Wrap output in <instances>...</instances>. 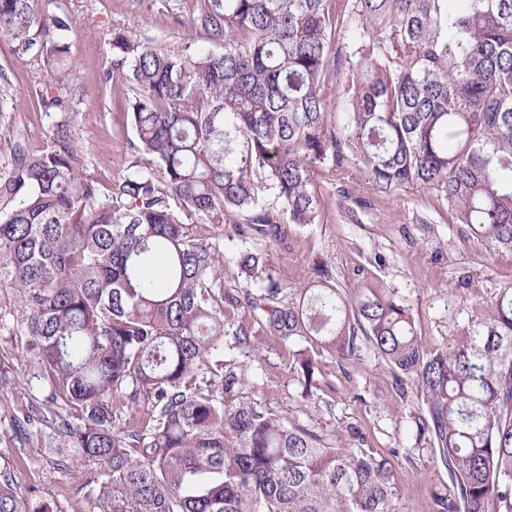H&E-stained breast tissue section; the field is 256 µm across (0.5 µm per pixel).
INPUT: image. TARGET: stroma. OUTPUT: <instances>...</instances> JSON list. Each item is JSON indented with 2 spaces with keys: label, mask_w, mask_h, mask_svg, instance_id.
<instances>
[{
  "label": "stroma",
  "mask_w": 512,
  "mask_h": 512,
  "mask_svg": "<svg viewBox=\"0 0 512 512\" xmlns=\"http://www.w3.org/2000/svg\"><path fill=\"white\" fill-rule=\"evenodd\" d=\"M49 10L73 19L72 61L84 87L74 137L89 173L110 186L130 162L131 129L124 101L127 70L112 67V34L124 30L144 40L180 45L188 27L174 22L169 0H41ZM13 73L15 132L29 148L46 142L48 119L35 91L51 88L39 60L19 58L12 41L0 36V67ZM109 85H102L104 71ZM316 223L291 224L284 241L234 232L231 224H194L192 235L216 244L223 259L225 335L208 352L200 372L216 364L241 377L225 393V404L256 402L310 428L335 448L391 454L399 490L396 512H435L433 493L448 472L418 435L425 413L421 389L397 375L370 348L339 360L313 343L269 334L245 299L238 255L261 248L270 254L275 275L290 300L328 269L350 305L368 299L396 300L408 306L428 346L445 344L466 313L478 310L503 285L512 283V250L489 249L468 227L454 223L438 191L417 184L393 194L376 193L364 173L351 164L336 171L318 166ZM247 337H239L238 328ZM312 356L318 387L302 396L292 370L298 354ZM77 409L53 397L27 329L17 292L0 287V471H7L31 512H72L74 490L87 478L111 483L112 473L85 460L57 433L54 420L75 421Z\"/></svg>",
  "instance_id": "stroma-1"
}]
</instances>
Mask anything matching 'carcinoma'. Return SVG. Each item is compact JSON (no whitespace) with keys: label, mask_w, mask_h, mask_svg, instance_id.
<instances>
[{"label":"carcinoma","mask_w":512,"mask_h":512,"mask_svg":"<svg viewBox=\"0 0 512 512\" xmlns=\"http://www.w3.org/2000/svg\"><path fill=\"white\" fill-rule=\"evenodd\" d=\"M195 0L180 46L112 33L128 68L133 161L110 187L87 173L73 134L84 91L70 16L38 0H0V35L35 54L53 92H36L46 145L9 141L0 174V285L29 310L41 367L78 423L58 429L112 471L77 500L103 512H395L391 460L328 446L255 402L225 406L237 375L199 377L224 336L215 247L192 224H314L318 165L355 162L379 193L441 191L455 223L512 249V0ZM348 64L337 127L325 123L330 65ZM0 69V128L13 123ZM148 155L155 165L140 163ZM274 191L276 204L265 201ZM250 307L272 334L340 359L359 341L422 389L420 434L448 470L436 512H512V284L428 349L395 301L353 309L328 270L288 301L265 254L238 260ZM303 392L315 359L296 361ZM150 400L146 421L115 428L112 395ZM0 512H28L8 474Z\"/></svg>","instance_id":"obj_1"}]
</instances>
